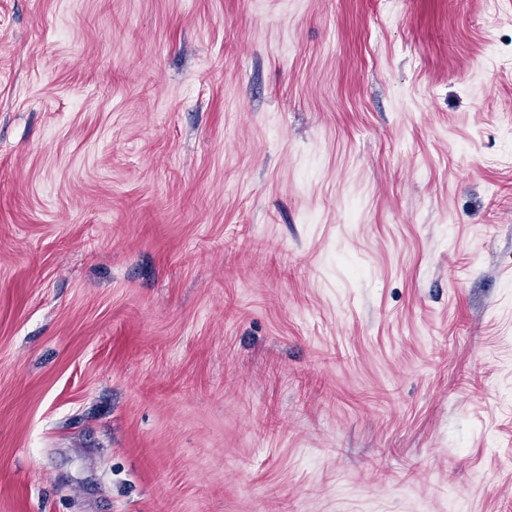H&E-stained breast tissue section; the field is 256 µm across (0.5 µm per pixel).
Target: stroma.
I'll return each mask as SVG.
<instances>
[{"label":"stroma","mask_w":512,"mask_h":512,"mask_svg":"<svg viewBox=\"0 0 512 512\" xmlns=\"http://www.w3.org/2000/svg\"><path fill=\"white\" fill-rule=\"evenodd\" d=\"M0 512H512V0H0Z\"/></svg>","instance_id":"obj_1"}]
</instances>
